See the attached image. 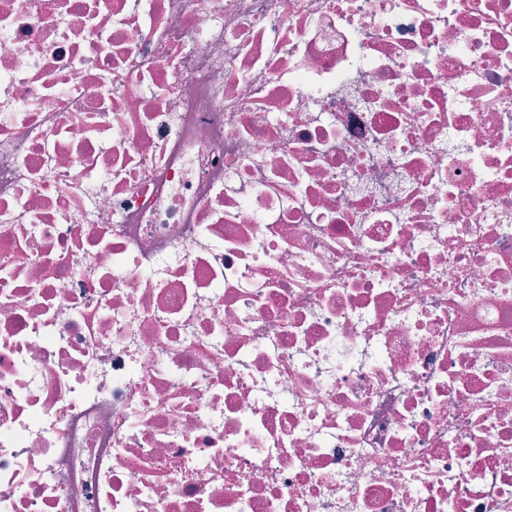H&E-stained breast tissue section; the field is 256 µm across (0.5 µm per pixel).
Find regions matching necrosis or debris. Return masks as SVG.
I'll return each mask as SVG.
<instances>
[{
  "label": "necrosis or debris",
  "mask_w": 512,
  "mask_h": 512,
  "mask_svg": "<svg viewBox=\"0 0 512 512\" xmlns=\"http://www.w3.org/2000/svg\"><path fill=\"white\" fill-rule=\"evenodd\" d=\"M0 512H512V0H0Z\"/></svg>",
  "instance_id": "1"
}]
</instances>
